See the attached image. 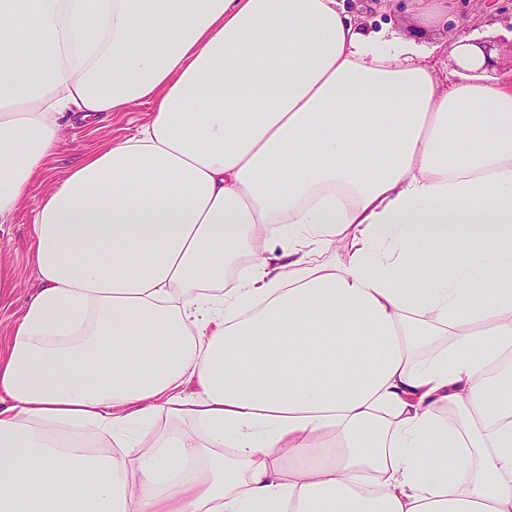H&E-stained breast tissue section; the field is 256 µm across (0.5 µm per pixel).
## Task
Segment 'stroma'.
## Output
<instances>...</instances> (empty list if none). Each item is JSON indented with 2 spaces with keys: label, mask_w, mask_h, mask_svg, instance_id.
Segmentation results:
<instances>
[{
  "label": "stroma",
  "mask_w": 512,
  "mask_h": 512,
  "mask_svg": "<svg viewBox=\"0 0 512 512\" xmlns=\"http://www.w3.org/2000/svg\"><path fill=\"white\" fill-rule=\"evenodd\" d=\"M386 19L395 36H419L432 45L450 40L460 27L483 32L493 43L490 54L495 61L487 72L488 78L501 84L512 83V5L507 0H465L461 19L443 26L424 24L401 11L387 14ZM149 110V105L143 104L103 120L68 123L63 142L47 163L46 174L31 185L12 219L0 223V265L9 269L15 282L13 293L0 298V344L7 341L26 300L39 286L30 251L33 205L55 190L85 153L133 134L146 121Z\"/></svg>",
  "instance_id": "35a3bbf8"
}]
</instances>
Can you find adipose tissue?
Returning a JSON list of instances; mask_svg holds the SVG:
<instances>
[{
	"mask_svg": "<svg viewBox=\"0 0 512 512\" xmlns=\"http://www.w3.org/2000/svg\"><path fill=\"white\" fill-rule=\"evenodd\" d=\"M473 40L444 79L345 0H0V223L62 119L151 106L33 210L0 512H512V88Z\"/></svg>",
	"mask_w": 512,
	"mask_h": 512,
	"instance_id": "obj_1",
	"label": "adipose tissue"
}]
</instances>
